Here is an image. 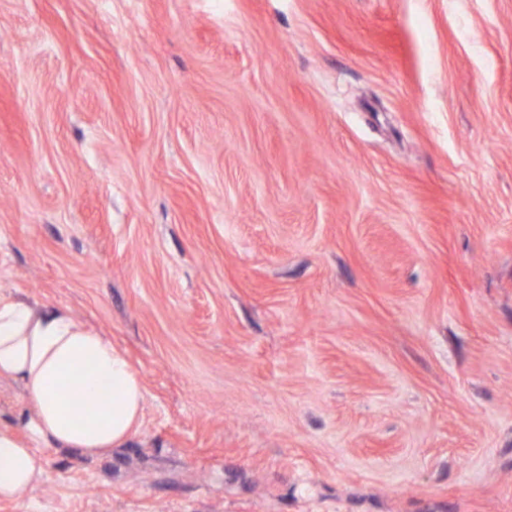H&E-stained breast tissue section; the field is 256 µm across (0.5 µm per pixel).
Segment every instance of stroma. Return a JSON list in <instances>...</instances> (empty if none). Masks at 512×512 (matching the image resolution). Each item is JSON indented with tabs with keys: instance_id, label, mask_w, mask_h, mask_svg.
I'll use <instances>...</instances> for the list:
<instances>
[{
	"instance_id": "obj_1",
	"label": "stroma",
	"mask_w": 512,
	"mask_h": 512,
	"mask_svg": "<svg viewBox=\"0 0 512 512\" xmlns=\"http://www.w3.org/2000/svg\"><path fill=\"white\" fill-rule=\"evenodd\" d=\"M0 294L146 389L0 512H512V0H0Z\"/></svg>"
}]
</instances>
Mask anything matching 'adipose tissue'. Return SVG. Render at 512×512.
Instances as JSON below:
<instances>
[{
    "instance_id": "adipose-tissue-1",
    "label": "adipose tissue",
    "mask_w": 512,
    "mask_h": 512,
    "mask_svg": "<svg viewBox=\"0 0 512 512\" xmlns=\"http://www.w3.org/2000/svg\"><path fill=\"white\" fill-rule=\"evenodd\" d=\"M19 383L33 441L103 457L142 423L145 388L111 339L58 305L0 297V377ZM45 471L34 449L0 429V501L30 491Z\"/></svg>"
}]
</instances>
